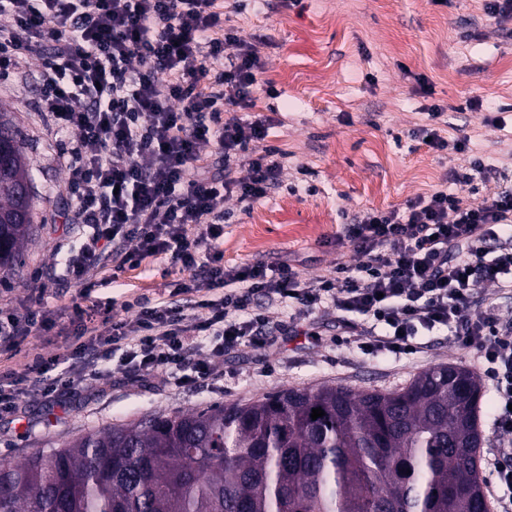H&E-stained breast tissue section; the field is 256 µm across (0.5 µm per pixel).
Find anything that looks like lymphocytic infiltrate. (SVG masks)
Masks as SVG:
<instances>
[{
    "label": "lymphocytic infiltrate",
    "mask_w": 512,
    "mask_h": 512,
    "mask_svg": "<svg viewBox=\"0 0 512 512\" xmlns=\"http://www.w3.org/2000/svg\"><path fill=\"white\" fill-rule=\"evenodd\" d=\"M39 61L36 110L57 143L68 221L90 233L66 261L80 299L66 310L43 299L0 309V353H21L29 337L67 316L74 348L35 357L24 376L0 377V414L25 393L50 397L76 382L77 370L109 363L123 350L120 377L140 382L163 370L179 387L215 376L213 356L248 346L276 357L282 336H316L319 318L336 315V333L360 351L400 356L424 349V337L448 333L476 351L494 392L498 457L492 483L512 499V318L481 306L486 284L512 288V188L466 197L475 175L498 178L474 159L451 171L447 187L404 207L353 215L337 246L362 258L337 262L306 281L286 264H224V201L253 203L281 183L283 155L267 145L270 119L246 120L259 58L218 0H0V71ZM214 145L215 175L200 155ZM247 175L235 177V165ZM158 261L192 272L172 299L134 302V316L113 320L100 287ZM99 269L101 281H89ZM275 307L292 310L273 322ZM110 324L101 332L100 321Z\"/></svg>",
    "instance_id": "obj_1"
}]
</instances>
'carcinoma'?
I'll list each match as a JSON object with an SVG mask.
<instances>
[{"label": "carcinoma", "mask_w": 512, "mask_h": 512, "mask_svg": "<svg viewBox=\"0 0 512 512\" xmlns=\"http://www.w3.org/2000/svg\"><path fill=\"white\" fill-rule=\"evenodd\" d=\"M26 179L0 113L1 269L33 224ZM481 397L466 368L439 365L393 391L324 385L154 414L1 459L0 512H486Z\"/></svg>", "instance_id": "carcinoma-1"}]
</instances>
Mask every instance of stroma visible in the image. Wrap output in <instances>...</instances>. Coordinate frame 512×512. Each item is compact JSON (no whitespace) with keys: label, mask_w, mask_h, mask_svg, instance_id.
<instances>
[{"label":"stroma","mask_w":512,"mask_h":512,"mask_svg":"<svg viewBox=\"0 0 512 512\" xmlns=\"http://www.w3.org/2000/svg\"><path fill=\"white\" fill-rule=\"evenodd\" d=\"M232 25L256 48L262 67L243 118L273 116L268 142L285 155L283 187L244 206L229 199L224 261L286 262L304 279L327 274L358 255L334 240L345 216L367 208H398L444 185L450 171L473 158L512 177V18L494 20L483 0H251L231 14ZM39 66L0 75V109L25 144L36 196L33 232L19 261L0 270V289L27 296L30 275L42 270L45 300L66 305L75 291L65 283V261L88 227L68 221L70 199L53 144L39 120ZM439 106L441 136L467 133L470 148L436 151L412 135ZM501 116L505 127L491 123ZM163 263L126 272L107 291L114 318L138 297L167 300ZM72 338L67 318L46 336L30 337L27 353L0 362L22 374L30 355L64 354ZM276 359L251 348L216 358L218 376L193 387H174L166 372L142 383L87 379L53 397L23 396L15 414L0 415V459L20 461L38 449L61 447L72 437L108 425L130 424L155 413L200 410L248 401L281 389L342 385L388 391L442 364L474 369V353L437 333L425 352L377 358L322 335L284 336Z\"/></svg>","instance_id":"1"}]
</instances>
